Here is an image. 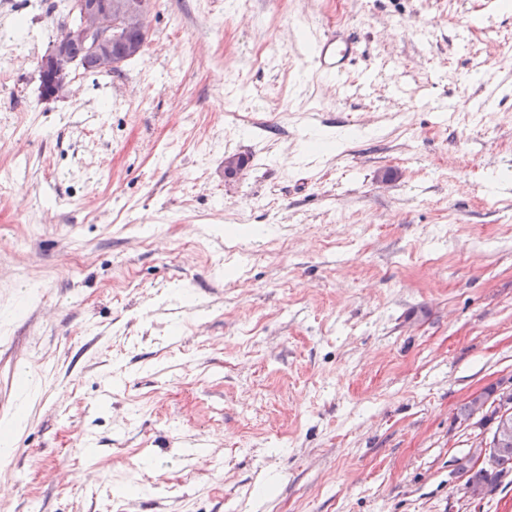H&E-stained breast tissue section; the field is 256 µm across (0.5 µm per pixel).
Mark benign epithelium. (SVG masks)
Returning <instances> with one entry per match:
<instances>
[{
	"mask_svg": "<svg viewBox=\"0 0 512 512\" xmlns=\"http://www.w3.org/2000/svg\"><path fill=\"white\" fill-rule=\"evenodd\" d=\"M66 7L74 21L38 63L41 95L46 99L71 92L68 64L83 52L93 57L102 71H110L123 58L139 54L149 36L147 18L154 0H67ZM472 418L474 427L491 428L492 437L487 440L481 433L475 436L478 451L471 464L491 469L509 466L499 447L512 440V390L501 388L488 397L477 396Z\"/></svg>",
	"mask_w": 512,
	"mask_h": 512,
	"instance_id": "1",
	"label": "benign epithelium"
}]
</instances>
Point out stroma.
Listing matches in <instances>:
<instances>
[{"instance_id":"obj_1","label":"stroma","mask_w":512,"mask_h":512,"mask_svg":"<svg viewBox=\"0 0 512 512\" xmlns=\"http://www.w3.org/2000/svg\"><path fill=\"white\" fill-rule=\"evenodd\" d=\"M68 22L0 0V512H512L457 473L512 385V8L155 0L44 101ZM315 53L319 70L339 81L346 74L347 65L353 60L355 48L348 38L331 37L317 39Z\"/></svg>"}]
</instances>
